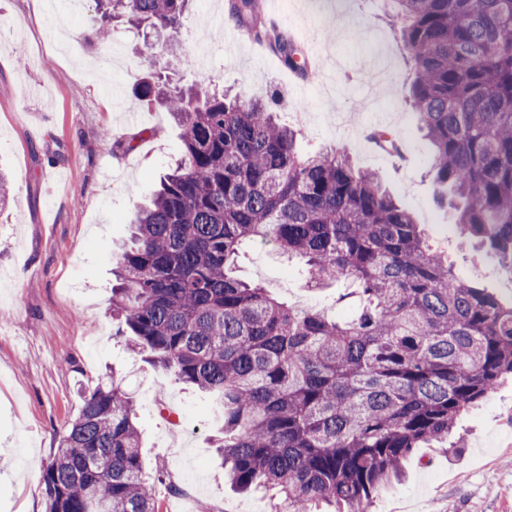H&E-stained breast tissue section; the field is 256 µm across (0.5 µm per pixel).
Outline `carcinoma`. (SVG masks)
Instances as JSON below:
<instances>
[{"label":"carcinoma","instance_id":"1","mask_svg":"<svg viewBox=\"0 0 512 512\" xmlns=\"http://www.w3.org/2000/svg\"><path fill=\"white\" fill-rule=\"evenodd\" d=\"M405 25L409 103L450 187L461 238L512 266V0H389ZM163 35L175 51L188 0H95ZM257 0H231V15ZM290 70L293 40L264 27ZM165 105L182 150L112 257V315L150 363L208 396L224 478L263 488L275 512H367L404 457L448 438L512 374V304L457 275L409 211L337 150L302 154L273 100L135 80ZM367 139L401 152L396 134ZM276 246L313 288L357 285L349 316L298 308L232 275L247 242ZM45 512H158L133 401L114 379L85 394L43 468Z\"/></svg>","mask_w":512,"mask_h":512}]
</instances>
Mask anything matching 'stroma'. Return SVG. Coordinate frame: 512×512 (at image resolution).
<instances>
[{
	"mask_svg": "<svg viewBox=\"0 0 512 512\" xmlns=\"http://www.w3.org/2000/svg\"><path fill=\"white\" fill-rule=\"evenodd\" d=\"M260 3L303 56L324 59L313 78L247 37L227 0H193L178 50L150 63L134 53L147 28L113 23L114 54L77 35L67 51L40 50L36 41L52 35L41 0H0V170L14 177L13 203L0 212V512H45L41 475L57 438L84 392L111 378L134 400L145 469L161 476L159 512H273L266 493L242 495L225 483L212 423L186 435L187 413L206 397L127 350L112 317V252L182 147L170 113L131 92L149 70L175 73L186 86L277 96L281 122L302 132V153L346 150L462 277L512 302V269L464 244L440 201L433 148L407 103L413 74L400 51L402 18L386 0ZM231 31L243 39L229 56ZM387 116L400 134L398 156L366 139ZM143 129L150 138L115 152L112 140ZM104 130L111 141L101 140ZM236 274L302 307L331 304L345 289H309L304 264L268 242L247 245ZM368 512H512V376L458 418L448 442L408 455Z\"/></svg>",
	"mask_w": 512,
	"mask_h": 512,
	"instance_id": "stroma-1",
	"label": "stroma"
}]
</instances>
